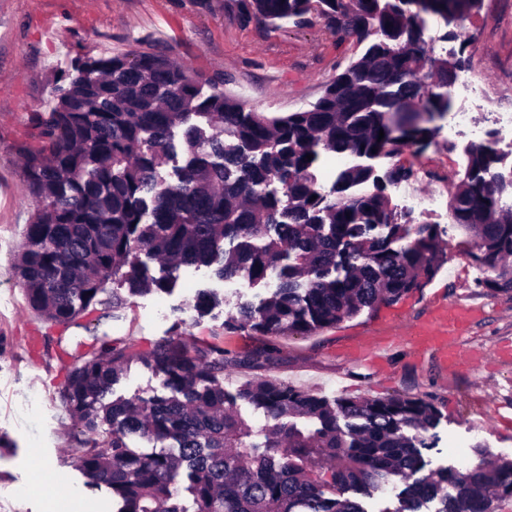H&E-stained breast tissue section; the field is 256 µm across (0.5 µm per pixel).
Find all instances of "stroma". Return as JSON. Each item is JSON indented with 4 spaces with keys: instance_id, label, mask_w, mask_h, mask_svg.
<instances>
[{
    "instance_id": "obj_1",
    "label": "stroma",
    "mask_w": 512,
    "mask_h": 512,
    "mask_svg": "<svg viewBox=\"0 0 512 512\" xmlns=\"http://www.w3.org/2000/svg\"><path fill=\"white\" fill-rule=\"evenodd\" d=\"M464 26L470 36L464 47L441 41L440 20L428 27L426 38L438 54L465 55L458 74L482 85L486 98L466 102L453 88L448 95L454 106L466 107L471 126L483 129L511 166L512 149L500 138L493 114L512 110V0H482ZM128 50L165 55L206 78L223 74L225 94L277 115L316 102L326 81L357 53L319 23L276 31L244 26L223 10L202 9L196 0H0V436L11 442L0 448V512H53L58 498L68 501L70 512H98L99 505L111 504V492L89 487L76 466L81 433L58 394L64 362L94 340L120 339L145 348L180 333L220 339L234 357L263 342L250 329L225 328L224 321L239 303L266 297L267 284L232 288L207 268H184L171 293H142L122 307L97 310L84 326L65 328L29 310L11 273L32 214L17 145L28 141L32 117L56 105L54 78L75 58ZM439 126L427 148H409L400 157L412 169L407 192L436 196L438 208L420 212L410 209L404 194L394 191L390 197L399 212L436 225L447 263L423 288L396 303L309 335L273 338L274 358L263 370L231 366L224 372L230 394L261 377L332 400L430 396L443 414L433 446L424 453L430 469L460 466L480 443L512 459V293L484 288L487 272L472 255V241L448 221L446 175L466 166L469 143L465 136L449 135L447 121ZM202 289L223 294L224 304L200 319L193 304ZM434 301L479 310L458 338V365L448 370L407 339L408 327L425 321ZM377 330L394 338L383 366L353 355ZM165 392L161 379L140 364L130 365L113 387L117 398ZM43 468L62 472L65 482L39 485Z\"/></svg>"
}]
</instances>
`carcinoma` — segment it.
Returning <instances> with one entry per match:
<instances>
[{"mask_svg": "<svg viewBox=\"0 0 512 512\" xmlns=\"http://www.w3.org/2000/svg\"><path fill=\"white\" fill-rule=\"evenodd\" d=\"M480 2L198 0L273 31L316 21L363 47L310 108L286 116L224 95L222 76L205 94L198 72L156 53L89 59L57 77L53 112L33 117L37 144L17 147L34 212L12 275L31 309L68 327L103 304L111 279L135 296L173 289L182 267L241 277L250 288L274 273L270 296L240 303L227 325L308 335L422 288L445 259L437 232L402 219L385 194L411 171L396 163L379 175L356 163L327 190L313 168L323 152L394 158L429 146L452 109L436 88L462 59L435 54L428 20L452 13L462 21ZM502 164L491 146L470 147L448 217L474 240L485 286L512 293V169ZM145 257L160 276L148 275ZM223 304L201 291L193 309L202 318ZM226 355L215 341L189 346L176 337L141 349L111 339L65 364L60 398L85 436L79 468L112 491L115 512H364L347 493L396 483L404 488L393 512H423L432 501L436 512H495L512 499V460L485 446L462 472L423 473L421 449L442 417L435 399L329 400L262 378L229 396ZM133 363L161 377L169 394L106 400ZM239 400L269 419L263 442H253ZM300 417L315 427L298 429ZM133 437L155 450L132 448ZM316 458L329 478L312 474Z\"/></svg>", "mask_w": 512, "mask_h": 512, "instance_id": "cac0c4a2", "label": "carcinoma"}]
</instances>
